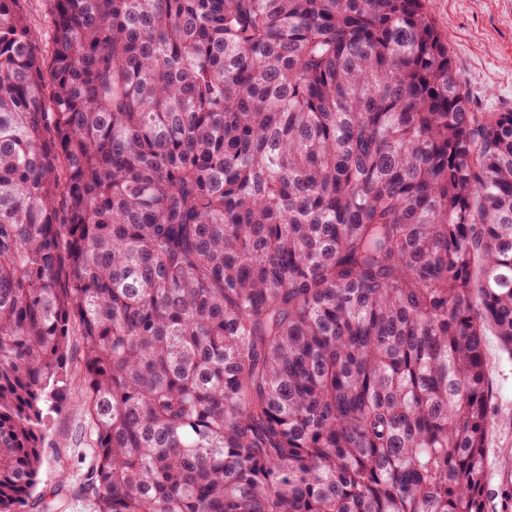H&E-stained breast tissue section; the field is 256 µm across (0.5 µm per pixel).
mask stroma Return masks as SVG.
Returning <instances> with one entry per match:
<instances>
[{
	"label": "stroma",
	"mask_w": 512,
	"mask_h": 512,
	"mask_svg": "<svg viewBox=\"0 0 512 512\" xmlns=\"http://www.w3.org/2000/svg\"><path fill=\"white\" fill-rule=\"evenodd\" d=\"M448 39L452 59L475 112L512 111V0H421ZM494 426L487 457V512H512V354L486 338ZM84 396L72 389L45 441L37 494H59L60 512H95L84 493L93 466V435Z\"/></svg>",
	"instance_id": "stroma-1"
}]
</instances>
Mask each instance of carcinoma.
<instances>
[{"mask_svg": "<svg viewBox=\"0 0 512 512\" xmlns=\"http://www.w3.org/2000/svg\"><path fill=\"white\" fill-rule=\"evenodd\" d=\"M0 0V512L83 390L97 512H487L512 111L420 0ZM23 14L26 16L33 41L42 49L46 63L49 59L45 50L51 37V10L47 0H23Z\"/></svg>", "mask_w": 512, "mask_h": 512, "instance_id": "1", "label": "carcinoma"}]
</instances>
